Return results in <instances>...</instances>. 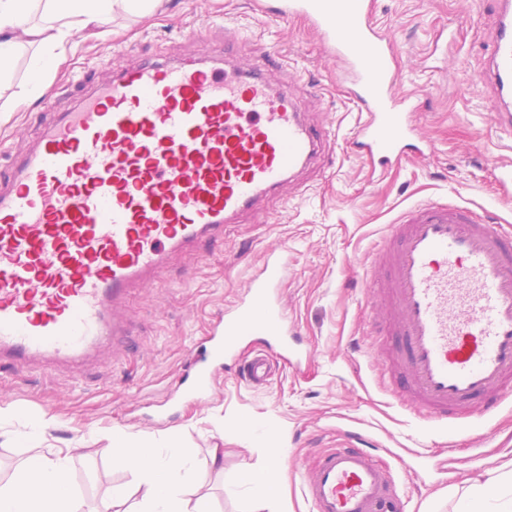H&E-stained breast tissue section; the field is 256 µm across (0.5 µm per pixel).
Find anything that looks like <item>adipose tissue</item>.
Instances as JSON below:
<instances>
[{"mask_svg": "<svg viewBox=\"0 0 512 512\" xmlns=\"http://www.w3.org/2000/svg\"><path fill=\"white\" fill-rule=\"evenodd\" d=\"M158 0H0V68L25 44L36 46L38 65L53 68L71 53L69 39L85 32L96 36L115 8L129 13L152 12ZM39 13V24L28 17ZM113 466L135 477L139 498L128 504L125 498L110 497L102 512H203L190 505L187 483L194 461L179 443L164 448H135L128 438L118 436L102 450ZM72 451L58 448L37 455L23 464L7 482H0V512H82L72 493L69 469Z\"/></svg>", "mask_w": 512, "mask_h": 512, "instance_id": "obj_1", "label": "adipose tissue"}]
</instances>
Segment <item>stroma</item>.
I'll return each mask as SVG.
<instances>
[{
  "mask_svg": "<svg viewBox=\"0 0 512 512\" xmlns=\"http://www.w3.org/2000/svg\"><path fill=\"white\" fill-rule=\"evenodd\" d=\"M270 2L162 0L149 18L119 10L111 22L115 37L77 41L69 66L43 73V92L28 105L14 107L13 98L34 77L33 48L20 49L0 79V167L32 147L56 113L72 105L85 77L104 81L114 67L164 56L226 53L259 66L260 42L279 49L300 111L326 127L332 140L327 166L303 174L228 226L223 241L208 251L136 288L124 307L129 335L106 361L0 375V407L15 414L13 426L0 429V478L9 479L31 456L51 448H103L115 435L155 448L175 439L200 463L189 497L203 499L206 512H244L250 473L271 465L278 469L274 494L287 498L290 512H310L301 470L317 452L356 431L381 445L384 460L399 462L408 512H462L470 486L484 482L488 459L512 461V402L498 417L474 418L471 430L456 434L409 411L381 387L383 356L367 339L382 321L371 288L382 270L373 258L405 209L448 201L512 226V203L500 200L495 180L500 164L512 157V140L493 126L495 96L481 79L490 16L479 0H376L375 17L402 66L396 91L412 97L419 130L433 143L430 156L379 175L347 148L359 116L319 33L301 18L269 19L261 8ZM209 16L220 18L221 26L188 39L189 24ZM228 29L240 32L229 44ZM312 79L322 86L317 100L304 92ZM272 256L287 264L279 291L307 359L279 365L264 390L218 364L202 394H177L190 349ZM40 415L51 424L35 435L28 423ZM214 448L224 452L220 472L205 464ZM70 482L85 512L133 490L130 472L98 456H75Z\"/></svg>",
  "mask_w": 512,
  "mask_h": 512,
  "instance_id": "35a3bbf8",
  "label": "stroma"
}]
</instances>
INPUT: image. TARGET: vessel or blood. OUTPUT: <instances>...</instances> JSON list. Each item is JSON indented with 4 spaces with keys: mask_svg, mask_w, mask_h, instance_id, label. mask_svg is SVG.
<instances>
[{
    "mask_svg": "<svg viewBox=\"0 0 512 512\" xmlns=\"http://www.w3.org/2000/svg\"><path fill=\"white\" fill-rule=\"evenodd\" d=\"M485 77L512 136V0H494ZM374 0H277L279 21L304 18L339 63L364 121L350 150L380 170L432 144L410 97L397 96L398 56L372 22ZM265 68L228 58L147 60L78 94L36 145L0 174V373L88 362L126 332L134 289L176 257L203 251L228 225L320 169L331 142L306 121L279 52ZM376 289L383 385L423 419L459 430L512 397V232L449 202L403 211L383 238ZM284 266L268 263L193 351L183 393L208 384L216 362L266 386L276 360H298L278 293ZM312 512H406L395 469L353 433L321 452L304 479Z\"/></svg>",
    "mask_w": 512,
    "mask_h": 512,
    "instance_id": "b4317fda",
    "label": "vessel or blood"
}]
</instances>
